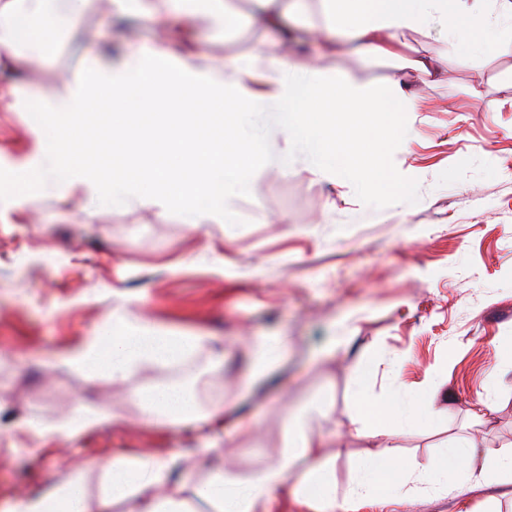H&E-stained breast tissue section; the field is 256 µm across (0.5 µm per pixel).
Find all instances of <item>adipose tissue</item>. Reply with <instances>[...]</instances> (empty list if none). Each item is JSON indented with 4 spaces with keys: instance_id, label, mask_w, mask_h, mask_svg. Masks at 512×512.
I'll use <instances>...</instances> for the list:
<instances>
[{
    "instance_id": "adipose-tissue-1",
    "label": "adipose tissue",
    "mask_w": 512,
    "mask_h": 512,
    "mask_svg": "<svg viewBox=\"0 0 512 512\" xmlns=\"http://www.w3.org/2000/svg\"><path fill=\"white\" fill-rule=\"evenodd\" d=\"M321 2L326 21L309 27L311 40L331 49L354 43L369 55L409 61L416 73L427 77L440 73V62L411 44L407 31L432 22L449 30V12H468L477 17V25L468 31L449 30L448 48L471 53L483 49L492 28L512 27V0ZM86 5L87 0H0V68L47 61L52 43L42 36V28H59ZM175 10L190 23L205 16L218 29L241 20L228 0H106L105 16L135 15L159 25ZM286 56L276 52L217 62L203 51L178 47L167 37L120 54L91 49L84 69L59 92L0 93V109H13L27 96L42 101L45 115L38 133V158L19 168L14 182L24 188L36 179L45 193L61 197L78 189L100 204L134 202L174 209L194 232L208 224H231L236 202L252 192L247 168H262L271 156L267 142L251 128L261 112L273 107L288 145L276 157L280 166L291 163L290 150L297 146L313 172L359 183L370 195L384 191L381 154L394 150L409 134L408 129L391 125L390 105L396 102L415 112L417 101L405 94L400 78L391 79L390 99L384 102L347 73L328 74L310 63L295 69L287 65ZM98 98L112 105V148L122 164L121 173L109 180L86 161L72 158L56 138L59 127L74 121ZM202 102L216 111L228 102L236 105L223 136L200 132L195 107ZM366 138L378 145L369 158L356 153ZM112 320L67 355L65 365L92 379L120 381L145 365L168 367L184 361L205 342L204 337L145 319L131 320L118 312ZM138 399L143 421L180 424L193 419L196 393L190 385H159L140 392ZM356 401L368 415L357 427L379 441L380 449L363 463L350 503L386 504L402 497L408 483L461 495L476 475L489 485H512V452L487 455L469 439L443 449L423 471H410L395 453L409 408L398 401L374 407L362 390ZM325 446L323 439L308 432L305 414H295L288 420L278 463L245 477L216 464L198 493L215 512H276L286 494L312 512H336L329 477L333 460ZM300 457L314 459L317 466L297 483H289ZM174 472L171 460L147 462L135 454L113 458L103 472L102 503H124L125 512H193L187 480L175 478ZM0 512H87L84 477L73 471L51 492L16 499Z\"/></svg>"
}]
</instances>
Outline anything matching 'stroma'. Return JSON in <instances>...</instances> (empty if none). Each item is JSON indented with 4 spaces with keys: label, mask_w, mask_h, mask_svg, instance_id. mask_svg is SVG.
I'll return each mask as SVG.
<instances>
[{
    "label": "stroma",
    "mask_w": 512,
    "mask_h": 512,
    "mask_svg": "<svg viewBox=\"0 0 512 512\" xmlns=\"http://www.w3.org/2000/svg\"><path fill=\"white\" fill-rule=\"evenodd\" d=\"M168 26L218 60L278 49L276 31L246 19L221 32L203 20L188 30L173 14ZM155 37L144 20L109 24L89 7L49 61L0 71V88L50 92L83 69L88 43L130 50ZM407 38L447 56L449 75L405 70L422 109L390 114L412 134L403 152L385 158L388 193L328 182L300 154L288 171L273 162L261 170L235 224L197 234L174 211L136 203L88 214L80 193L62 199L36 183L17 190L14 170L39 151L28 115L41 103L0 112V505L79 469L89 512H124L101 505L102 467L123 454L170 457L189 447L187 432L138 422L136 395L162 383L163 369L145 366L114 383L63 365L116 311L206 338L191 359L205 382L199 407L220 403L228 415L213 449L193 461L194 512L213 510L195 487L216 460L242 476L277 463L288 415L306 404L344 500L376 451L352 425L360 385L372 403L414 405L397 444L416 469L461 438H477L491 454L512 450V367L503 362L512 353V30L468 56L448 55L434 29ZM307 55L388 94L391 61L353 46L331 55L313 42ZM478 74L477 99L470 86ZM263 336L287 337L288 352L253 391L243 370L250 339ZM334 340L335 360L316 359ZM219 349L224 370L214 374ZM82 405L107 410L112 424L51 435ZM358 512H512V486L476 483L459 498L421 491L410 505Z\"/></svg>",
    "instance_id": "1"
}]
</instances>
